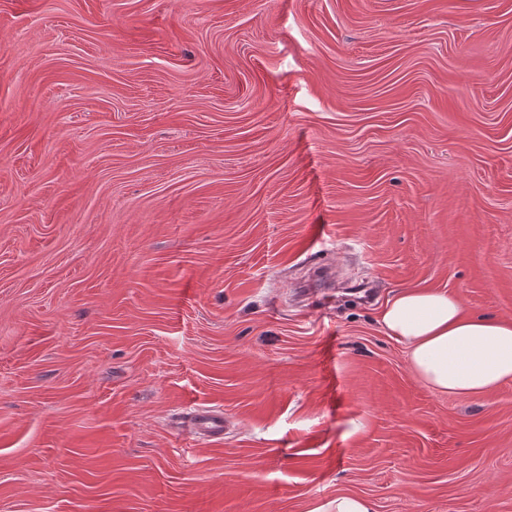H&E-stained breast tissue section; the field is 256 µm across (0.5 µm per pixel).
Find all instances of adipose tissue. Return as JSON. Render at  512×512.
I'll return each instance as SVG.
<instances>
[{
  "label": "adipose tissue",
  "instance_id": "ef3b65f1",
  "mask_svg": "<svg viewBox=\"0 0 512 512\" xmlns=\"http://www.w3.org/2000/svg\"><path fill=\"white\" fill-rule=\"evenodd\" d=\"M378 322L406 345L416 375L439 393L484 395L512 381V322L470 315L455 295L402 290Z\"/></svg>",
  "mask_w": 512,
  "mask_h": 512
}]
</instances>
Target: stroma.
I'll return each instance as SVG.
<instances>
[{
	"label": "stroma",
	"instance_id": "obj_1",
	"mask_svg": "<svg viewBox=\"0 0 512 512\" xmlns=\"http://www.w3.org/2000/svg\"><path fill=\"white\" fill-rule=\"evenodd\" d=\"M406 288L512 321V0H0V512H512ZM187 429L201 438H212L224 433V415L212 411H199L184 420ZM308 512H372V505L361 495L343 493L324 503L313 504Z\"/></svg>",
	"mask_w": 512,
	"mask_h": 512
}]
</instances>
